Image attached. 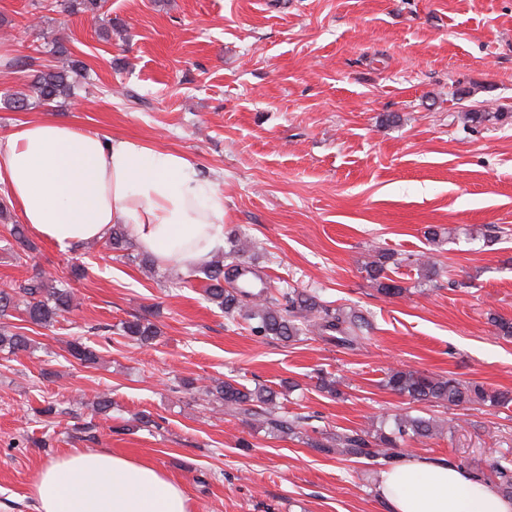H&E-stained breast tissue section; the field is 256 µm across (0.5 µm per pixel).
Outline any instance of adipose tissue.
Masks as SVG:
<instances>
[{
  "mask_svg": "<svg viewBox=\"0 0 512 512\" xmlns=\"http://www.w3.org/2000/svg\"><path fill=\"white\" fill-rule=\"evenodd\" d=\"M0 185L40 238L71 250L122 224L159 263L192 266L224 244V195L186 157L55 121L0 141ZM389 512H512V499L463 468L410 454L375 479ZM37 512H190L184 488L150 463L106 450L44 465Z\"/></svg>",
  "mask_w": 512,
  "mask_h": 512,
  "instance_id": "adipose-tissue-1",
  "label": "adipose tissue"
}]
</instances>
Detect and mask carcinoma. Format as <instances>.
Instances as JSON below:
<instances>
[{
	"label": "carcinoma",
	"mask_w": 512,
	"mask_h": 512,
	"mask_svg": "<svg viewBox=\"0 0 512 512\" xmlns=\"http://www.w3.org/2000/svg\"><path fill=\"white\" fill-rule=\"evenodd\" d=\"M105 6V0H64V10L71 15L91 14ZM52 54L57 63L47 66L35 75L31 88L34 104L48 106L60 101L75 99L77 81L73 76L85 77L83 62L73 58L71 51L61 42L56 43ZM501 112H466V123L482 124L501 120ZM6 229L14 238L21 253L18 258L35 250L20 224H8ZM108 243L122 257L150 267V259L131 252V241L122 224L112 225ZM403 260L391 253H381L366 266L369 277L385 295H400L406 291L391 273L401 267ZM425 278L439 273L436 261L422 255L412 262ZM205 282L206 299L216 305L229 318L241 317L248 322L251 334L275 338L285 342H300L317 337L334 342L336 346L351 349L361 339L367 320L355 311L331 308L317 295L297 288H286L273 293L259 271L240 261V249L215 254L198 269ZM53 275L39 273L23 283L0 288V351L15 354L28 351L35 340L26 335V327L6 322L12 312L20 311V321L49 327L58 318L74 309V293L69 288H59ZM120 335L140 345L151 343L158 335L156 325L147 318L124 321ZM68 353L84 365L98 363L97 350L77 337L67 343ZM318 388L333 398L342 395L340 381L320 371ZM182 386L201 393L207 400H217L224 409L259 421L268 433L278 437L299 436L305 430L308 417L293 416L280 411L279 393L264 386L249 389L234 379L214 378L206 385L196 380H184ZM383 387L406 397L412 403L470 410L475 406L508 408L512 406V390H500L477 382H462L450 375H438L410 367H394L384 372ZM447 422L432 416L412 415L408 412L394 415L371 427L343 428L320 439L308 440V445L325 454L356 460H371L383 466L395 464L403 456L404 447L411 442L425 443L439 439L445 433ZM482 481L494 484L506 497L512 499V459L505 456L493 459L488 469L474 473Z\"/></svg>",
	"instance_id": "obj_1"
}]
</instances>
